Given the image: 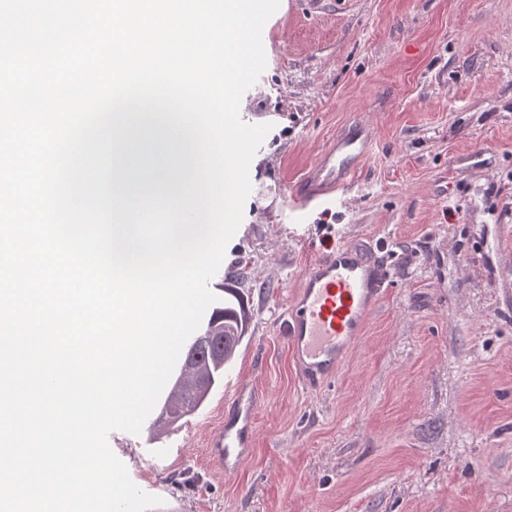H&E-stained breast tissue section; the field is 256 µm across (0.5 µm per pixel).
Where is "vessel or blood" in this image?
I'll return each instance as SVG.
<instances>
[{
  "label": "vessel or blood",
  "instance_id": "b4317fda",
  "mask_svg": "<svg viewBox=\"0 0 512 512\" xmlns=\"http://www.w3.org/2000/svg\"><path fill=\"white\" fill-rule=\"evenodd\" d=\"M372 141L368 130L356 138H337L312 169L308 190L292 192L296 210H307L317 197L348 186L358 160ZM384 286L380 267L365 250L356 247L329 251L304 274L300 291L286 313L283 336L305 385L315 386L335 375L362 335ZM229 398L236 407V417L213 435L209 448L212 461L221 470L237 468L249 456L259 394L239 380L231 385Z\"/></svg>",
  "mask_w": 512,
  "mask_h": 512
}]
</instances>
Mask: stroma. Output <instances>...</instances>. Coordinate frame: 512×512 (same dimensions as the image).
<instances>
[{
  "label": "stroma",
  "mask_w": 512,
  "mask_h": 512,
  "mask_svg": "<svg viewBox=\"0 0 512 512\" xmlns=\"http://www.w3.org/2000/svg\"><path fill=\"white\" fill-rule=\"evenodd\" d=\"M280 0L241 118L270 124L211 287L244 289L225 374L263 396L218 472L225 389L160 441L108 437L148 512H512V0ZM375 139L343 204L292 209L337 134ZM387 284L335 376L302 386L279 324L329 248Z\"/></svg>",
  "instance_id": "1"
}]
</instances>
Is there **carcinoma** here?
Wrapping results in <instances>:
<instances>
[{"instance_id":"carcinoma-1","label":"carcinoma","mask_w":512,"mask_h":512,"mask_svg":"<svg viewBox=\"0 0 512 512\" xmlns=\"http://www.w3.org/2000/svg\"><path fill=\"white\" fill-rule=\"evenodd\" d=\"M224 293V302L213 309L206 326L190 341L180 373L162 405L159 422L167 426L199 411L224 384V367L235 356L230 343L241 345L250 327L252 313L243 295L236 288H226ZM191 378L204 381V386L187 393Z\"/></svg>"}]
</instances>
